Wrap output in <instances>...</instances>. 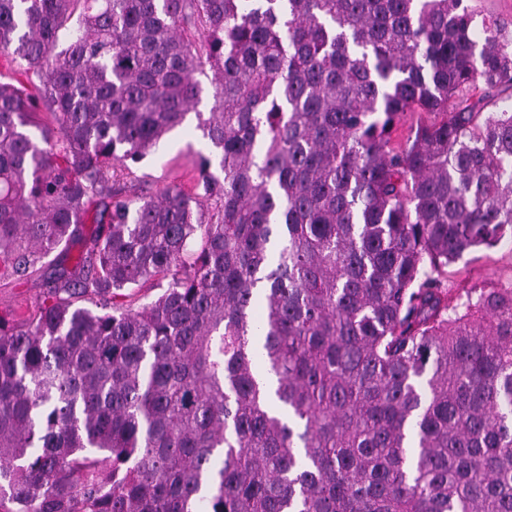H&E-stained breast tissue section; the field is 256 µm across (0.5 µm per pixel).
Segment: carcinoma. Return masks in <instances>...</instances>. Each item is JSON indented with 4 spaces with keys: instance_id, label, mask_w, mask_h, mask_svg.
I'll list each match as a JSON object with an SVG mask.
<instances>
[{
    "instance_id": "1",
    "label": "carcinoma",
    "mask_w": 512,
    "mask_h": 512,
    "mask_svg": "<svg viewBox=\"0 0 512 512\" xmlns=\"http://www.w3.org/2000/svg\"><path fill=\"white\" fill-rule=\"evenodd\" d=\"M474 19L0 0V277L58 252L0 315V512H512V286L444 284L512 233V37ZM192 111L222 175L129 184ZM58 252L50 254L37 265L40 271L23 281H15L12 278L0 279V313L13 314L17 319L26 316L27 311L41 297L43 291V274L51 269V263ZM42 264V266H41Z\"/></svg>"
}]
</instances>
